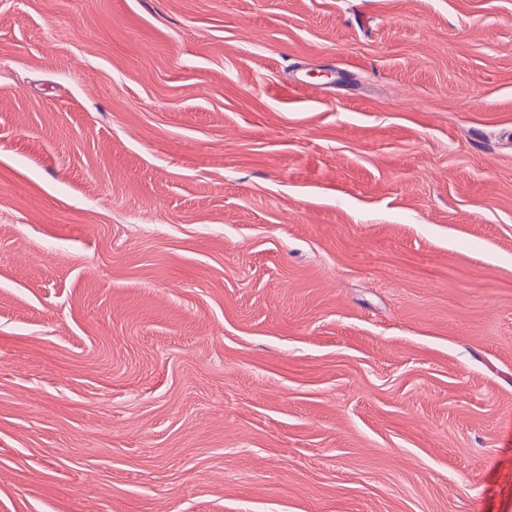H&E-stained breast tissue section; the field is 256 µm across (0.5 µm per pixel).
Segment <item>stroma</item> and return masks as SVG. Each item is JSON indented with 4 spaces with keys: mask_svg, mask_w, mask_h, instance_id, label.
<instances>
[{
    "mask_svg": "<svg viewBox=\"0 0 512 512\" xmlns=\"http://www.w3.org/2000/svg\"><path fill=\"white\" fill-rule=\"evenodd\" d=\"M0 512H512V0H0Z\"/></svg>",
    "mask_w": 512,
    "mask_h": 512,
    "instance_id": "35a3bbf8",
    "label": "stroma"
}]
</instances>
